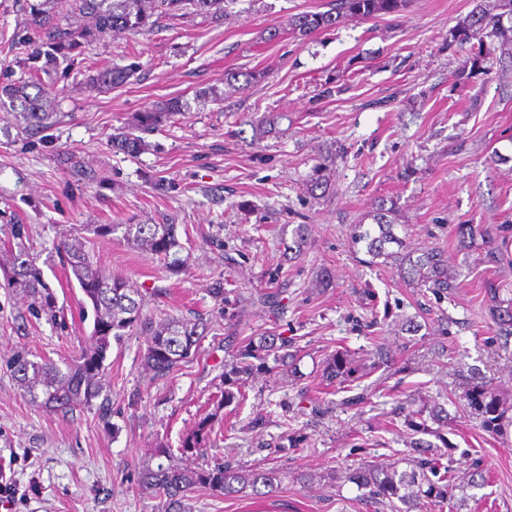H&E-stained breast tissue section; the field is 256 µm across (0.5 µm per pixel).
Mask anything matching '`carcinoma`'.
<instances>
[{
    "label": "carcinoma",
    "instance_id": "cac0c4a2",
    "mask_svg": "<svg viewBox=\"0 0 512 512\" xmlns=\"http://www.w3.org/2000/svg\"><path fill=\"white\" fill-rule=\"evenodd\" d=\"M231 0H41L28 5L23 26L15 41L30 49L28 59L43 60L42 65L29 68V78L23 81L0 82V110L14 114L17 127L27 138H43V133L56 123L51 91L38 78V73L53 69L72 54H83L100 34L105 32L148 33L164 18H175L192 10L199 14L221 18ZM408 0H331L324 12H304L291 18L290 30L296 37L306 38L318 32L332 30L343 23L367 20L381 15H394L405 9ZM493 13L478 2L474 8L450 30V44L467 50V57L458 74L487 72L491 66L509 58L512 60V0H497ZM131 69L106 67L88 76L90 87L114 88L127 83ZM186 105L171 98L145 109L135 116L133 125L110 139L112 152L136 157L145 151L143 134L154 131L163 122L182 115ZM391 209L377 206L373 223L356 225L355 243L365 244L371 261L378 259L396 267L399 277L408 285L426 288L441 295L457 287L448 278V259L436 248L388 250L391 244L401 243L396 234L397 225L389 218ZM31 225L20 223L15 213L0 210V288H20L25 292L26 311L35 319L46 320L66 328L57 297L45 279L44 271L30 253ZM484 236L479 224H458L455 239L461 248H469ZM124 238L144 248L151 255L169 261L176 268L184 260L175 257L181 244L177 225L169 223H135L124 225ZM64 266L70 268L84 297L82 315L93 311L91 345L75 356L54 360L50 357L17 350L7 361L12 379L23 397L46 412L71 414L89 409L93 400L103 391L102 378L107 353L112 342L120 341L126 333L136 331L147 337L142 355L145 371L154 379L170 375L181 363L193 358L206 336L209 323L195 319L162 318L144 312V303L138 289L125 280L106 274L85 250L80 238L65 234L56 246ZM503 289L488 288V312L499 336H512V296H502ZM291 342L276 331H268L257 342H243L224 365V391L221 405L227 406L242 397V387L248 379L268 370L267 359L288 361ZM354 374L347 367L344 356L335 354L325 364L326 380L347 381ZM460 399L483 418L488 432L497 433L502 425L504 411L485 385L472 382ZM212 413L197 425L194 434L185 441L184 451L200 446L211 434ZM407 427L422 437L414 448H434L436 444L423 439L437 438L444 448H452L440 431L428 427L423 412L411 411L405 417ZM406 467L359 466L343 471L331 470L323 476L329 486L343 481L361 491L365 501L391 512H424L441 507L453 494L454 483L448 479V468H439L438 459L411 456ZM288 472L274 467L256 465L248 470L230 461L213 464H186L174 458L171 449L154 448L151 459L140 470V486L159 499V512H186V501L197 487H208L224 496L247 492L258 498L276 495Z\"/></svg>",
    "mask_w": 512,
    "mask_h": 512
}]
</instances>
